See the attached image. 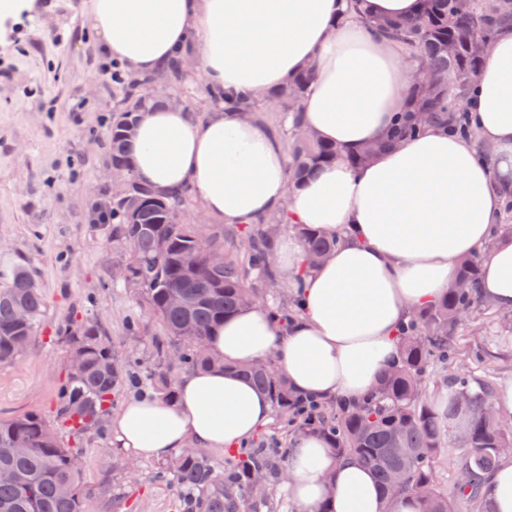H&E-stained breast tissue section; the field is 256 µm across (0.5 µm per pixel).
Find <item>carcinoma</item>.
I'll list each match as a JSON object with an SVG mask.
<instances>
[{
  "instance_id": "cac0c4a2",
  "label": "carcinoma",
  "mask_w": 512,
  "mask_h": 512,
  "mask_svg": "<svg viewBox=\"0 0 512 512\" xmlns=\"http://www.w3.org/2000/svg\"><path fill=\"white\" fill-rule=\"evenodd\" d=\"M361 22L397 41L407 59L421 68L423 77L411 82L406 108L384 137L346 157L347 162L363 165L381 148L416 137L429 126L468 132L467 113L459 103L475 86L482 64V55L471 53L470 47L492 42L504 27L512 26V0H424L421 12L407 21L363 17ZM185 76L178 59L152 77L126 70L117 75L123 95L107 130L112 175L117 182L130 185L127 192L112 198V237L128 251L129 277L124 284L148 314L161 322L167 336L155 343L153 361L135 365L168 403L178 398L177 381L170 371L173 347L183 344L177 357L180 365L191 369L215 366L203 343L213 327L245 309L243 295H256L249 285L252 276L275 283L270 239L280 225L289 223L285 209L259 218L260 227L239 234L240 258L226 256L222 267L211 268L205 256L217 244L183 217L191 206L189 190L175 198L158 199L155 188L136 176L124 126L158 102L147 91L155 83L177 89L184 108L191 109V99L182 87ZM308 82L306 70L274 92L271 107L242 94L221 99L209 95L207 99L210 105L221 100L226 107L248 110L257 119L264 112L279 113L288 167L297 183L341 156L336 146L302 134L300 103ZM292 228L304 242L303 272L308 273L316 266L314 260L330 253L336 238L303 224ZM159 237L169 240L165 255L157 249ZM188 249L201 257L191 272L178 264L179 255ZM480 267L478 256L462 260L458 279L448 292L413 313L401 327L397 362L356 404H338L334 411L309 407L271 363L244 366L240 372L267 394L274 414L286 426L323 436L333 455L351 456L373 471L386 498L403 493L419 497L418 489L423 486L427 496L420 497L421 512H492L481 493L483 476L512 457V424L501 422L489 408L493 387L482 382L474 386L464 375H451L448 403L441 407L426 392L434 370L453 368L456 336L469 322L493 309L478 295ZM198 288L207 293L192 309L169 305L171 292ZM45 303L41 288L22 268L13 274L9 286L0 289V367L15 364L27 349L40 326ZM20 308L28 314L25 324L17 321ZM57 340L65 345L66 353L82 360L79 369L66 370L57 421L78 437L100 435L112 407V392L130 364L119 362L111 337L91 317L66 327ZM463 414L468 416L467 443L459 447L460 479L448 496L437 487L436 464L454 441L451 423ZM19 441L30 445L28 453L16 452L14 444ZM79 456V449L65 446L55 426L39 414L0 419V470L18 475L14 481L0 482V512H82V471L72 465ZM287 467L286 448H239L224 455L222 470L209 453L186 451L163 464L161 473L180 491L183 512H244L251 499L252 473L261 471L267 481L278 482L286 479ZM397 471L405 479L396 486L393 474Z\"/></svg>"
}]
</instances>
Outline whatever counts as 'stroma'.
I'll return each mask as SVG.
<instances>
[{
    "mask_svg": "<svg viewBox=\"0 0 512 512\" xmlns=\"http://www.w3.org/2000/svg\"><path fill=\"white\" fill-rule=\"evenodd\" d=\"M84 0H31L0 23V289L27 268L45 298L42 327L20 360L0 367V419L24 412L53 417L66 350L54 334L90 316L119 357L150 359L161 324L145 316L112 275L126 254L112 227L95 221V195L111 193L106 131L120 87L89 35ZM456 371L493 387L512 381V326L491 311L456 340ZM82 512H178L177 490L158 460L132 468L111 433L82 437ZM112 478V492L97 487Z\"/></svg>",
    "mask_w": 512,
    "mask_h": 512,
    "instance_id": "1",
    "label": "stroma"
}]
</instances>
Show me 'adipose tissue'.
Returning a JSON list of instances; mask_svg holds the SVG:
<instances>
[{
    "label": "adipose tissue",
    "instance_id": "adipose-tissue-1",
    "mask_svg": "<svg viewBox=\"0 0 512 512\" xmlns=\"http://www.w3.org/2000/svg\"><path fill=\"white\" fill-rule=\"evenodd\" d=\"M345 0H88L92 34L126 69L152 74L194 56L214 94L269 93L299 73L313 78L303 122L343 153L384 135L405 109V56L356 19ZM475 130L434 128L353 168L324 166L291 186L279 142L239 112L199 116L177 106L142 112L132 144L139 178L164 192L192 187L207 214L251 224L287 209L292 223L335 234L329 259L301 275L304 247L292 233L273 244L281 285L302 313L280 331L263 308L227 320L208 348L223 367L186 372L179 399L135 396L110 420L114 443L166 460L183 448L226 451L270 419L267 396L234 367L273 360L297 392L361 400L397 356L396 334L410 314L439 300L461 258L482 256L480 293L512 311V236H498L502 189L512 186V29L484 58L468 98ZM288 492L297 512H420L410 495L386 503L370 471L339 459L322 437L298 433L288 456Z\"/></svg>",
    "mask_w": 512,
    "mask_h": 512
}]
</instances>
